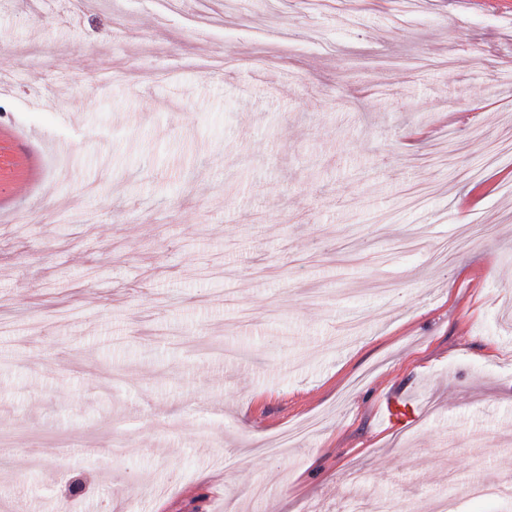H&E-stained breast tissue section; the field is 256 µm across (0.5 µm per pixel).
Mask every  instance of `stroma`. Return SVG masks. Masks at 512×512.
<instances>
[{
    "label": "stroma",
    "mask_w": 512,
    "mask_h": 512,
    "mask_svg": "<svg viewBox=\"0 0 512 512\" xmlns=\"http://www.w3.org/2000/svg\"><path fill=\"white\" fill-rule=\"evenodd\" d=\"M1 125L0 504L512 512V0H0Z\"/></svg>",
    "instance_id": "35a3bbf8"
}]
</instances>
